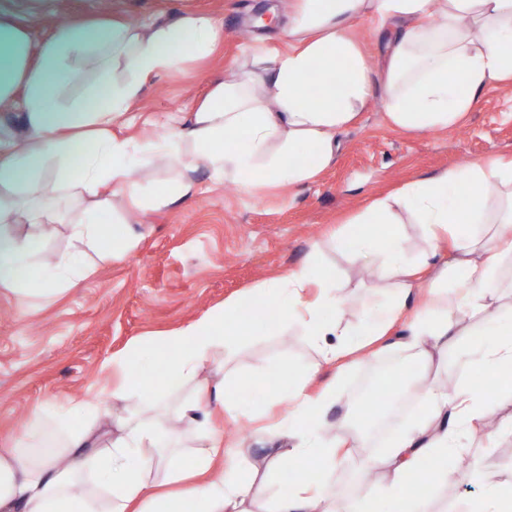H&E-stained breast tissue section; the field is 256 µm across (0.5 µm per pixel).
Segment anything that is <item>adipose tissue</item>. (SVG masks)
Returning <instances> with one entry per match:
<instances>
[{
  "mask_svg": "<svg viewBox=\"0 0 512 512\" xmlns=\"http://www.w3.org/2000/svg\"><path fill=\"white\" fill-rule=\"evenodd\" d=\"M394 20L380 77H372L350 38L354 21ZM284 52L250 48L244 68L227 72L206 100L174 131L147 142L119 140L107 130L125 117L150 76L190 57L207 55L218 37L213 19L184 14L169 23L115 22L78 27L59 25L32 47L27 30L0 11V102L24 93L31 136L24 147L0 137V288L19 296L71 286L87 270L86 257L100 261L132 253L137 235L112 241V196L149 199L165 207L195 190L180 179L144 193L133 178L144 155L165 156L189 170H204L212 181H231L251 191L264 183L310 181L319 166L294 164L299 144L319 150L329 164L337 136L363 109L372 80L384 91V110L397 128H448L476 106L483 90L512 79V0H295L283 32ZM93 60L99 81L76 104L63 105L60 91L76 62ZM123 69L128 77L112 78ZM340 84H332L333 73ZM321 76L323 91L308 103L304 80ZM43 184L45 191L88 202L81 218L69 222L71 250L46 264L32 255L42 249L39 234L18 236L17 224H50L48 208L26 205L16 190ZM505 200L498 223L512 222V163L479 160L407 186L427 241L421 266L404 260L397 231L339 239L350 263L374 271L393 290L388 303L370 306L361 322H333L326 311H343L344 298L333 273L306 263L258 287L278 321L300 326L319 361L307 366L287 389L273 397L281 407L268 431L282 440L244 465L241 440L210 430L183 445L174 421L208 422L213 407L239 414L226 396L236 371L223 356L224 342L239 335L238 301L203 315L172 335L163 348L175 351L168 367L171 393H183L171 412L160 409L155 391L128 378L134 354L104 362V371L122 374L111 398L135 401L119 434L73 427L69 418H94L99 407L74 401L64 414L37 409L28 437L0 448V512H364L365 501L336 489V467L371 435L353 427L349 415L328 416L341 401L335 386L313 389L322 367L344 372L361 363L359 354L395 326L404 333L394 345L424 378L420 409L391 439L383 455L362 460L359 471L383 470L385 498L395 512H434L430 491L407 494L426 463L457 455L465 431L476 427L492 403L469 382L447 386L448 351L468 372H501L512 366V333L501 330L512 302V236L491 230L487 196ZM425 291L424 306L412 298ZM476 340H467L472 324ZM305 474L285 497L262 499L270 476L285 465Z\"/></svg>",
  "mask_w": 512,
  "mask_h": 512,
  "instance_id": "1",
  "label": "adipose tissue"
}]
</instances>
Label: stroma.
<instances>
[{
    "instance_id": "35a3bbf8",
    "label": "stroma",
    "mask_w": 512,
    "mask_h": 512,
    "mask_svg": "<svg viewBox=\"0 0 512 512\" xmlns=\"http://www.w3.org/2000/svg\"><path fill=\"white\" fill-rule=\"evenodd\" d=\"M292 7L293 0H111L105 11L100 0H0V9L23 23L35 44L49 39L63 22L162 23L188 12L214 19L219 37L212 52L150 77L129 119L113 125L114 135L138 140L160 134L161 121L179 124L211 86L223 80L225 71L242 63L247 49L259 43L287 49L282 31ZM259 11L265 21H256ZM351 36L365 66L379 72L386 39L378 22L355 21ZM485 158L512 160V84L488 87L458 125L430 131L393 128L385 116L382 87L376 84L358 119L339 134L333 162L311 181L266 183L245 193L235 183L213 182L199 170L192 174L194 194L161 209H134L124 196H113V208L125 221L109 230L119 238L136 233L140 242L134 252L109 262L89 256L88 274L61 292L21 299L0 289V447L25 434L36 408L61 409L75 399L92 402L111 390L116 379L103 372V363L131 348H138L147 364L146 384L157 386L174 356L158 348V338L223 308L229 299L251 308L259 298V283L306 262L335 271L345 299L344 318L359 321L369 303L386 301L389 292L370 270L343 258L337 239L358 229L384 234L386 225L360 226L356 220L373 200L392 199L406 257L419 261L425 250L422 230L411 208L397 203V196L413 182ZM29 197L60 217L47 225L44 248L36 257L46 263L69 250L66 223L77 218L83 206L67 197L44 195L39 187L32 188ZM226 354L238 368L230 401L255 409L263 406L254 394L259 379L273 372L296 379L317 359L297 328L273 322L257 326L248 319ZM400 364L398 356L380 353L341 378L334 369H323L317 381L335 384L354 423L360 424L365 419L356 398L361 380L379 367L380 383L393 384V369ZM511 414L512 401H498L463 452L470 467L483 472V482L449 479L437 491L438 506L466 512L487 488L512 487V436L497 432L501 419ZM489 434L494 444H487ZM377 452L374 446L356 449L338 468L336 480L344 493H376L384 481L382 472H372L365 481L358 478L357 467L360 457Z\"/></svg>"
}]
</instances>
